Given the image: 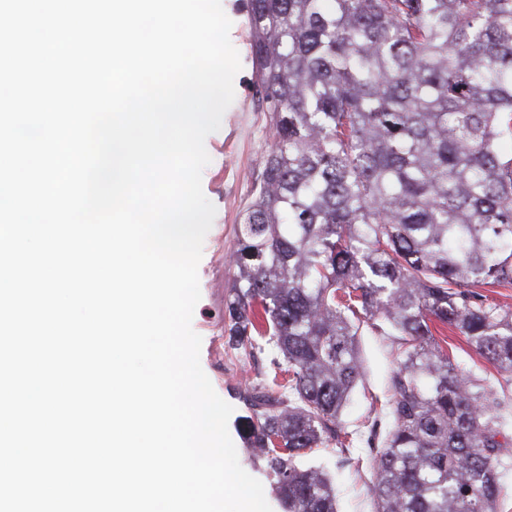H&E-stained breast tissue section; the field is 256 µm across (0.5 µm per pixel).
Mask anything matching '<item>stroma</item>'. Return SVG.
I'll list each match as a JSON object with an SVG mask.
<instances>
[{"label":"stroma","instance_id":"1","mask_svg":"<svg viewBox=\"0 0 512 512\" xmlns=\"http://www.w3.org/2000/svg\"><path fill=\"white\" fill-rule=\"evenodd\" d=\"M222 6L232 22L230 40L240 55L242 68L234 79V101L224 113L220 129L205 139L210 162L202 172V189L216 214L198 266L201 299L194 310L192 328L202 338L200 363L205 374L216 393L234 409L229 432L239 462L262 483L272 512H282L272 477L266 473L263 461L247 447L239 427L243 417L251 413L248 397L262 379L268 356L259 353L249 357L233 350L224 334V300L235 274V227L262 173L273 139L269 121L253 93L249 0H222ZM359 349L364 378L342 415L348 430L357 432L358 440L354 447L319 448L306 458L308 464L330 475L338 512H373L368 487L374 478L375 462L367 439L372 422H387L379 401L387 394L393 368L391 344L367 332L359 338Z\"/></svg>","mask_w":512,"mask_h":512}]
</instances>
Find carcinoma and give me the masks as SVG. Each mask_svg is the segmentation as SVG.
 Returning a JSON list of instances; mask_svg holds the SVG:
<instances>
[{"mask_svg":"<svg viewBox=\"0 0 512 512\" xmlns=\"http://www.w3.org/2000/svg\"><path fill=\"white\" fill-rule=\"evenodd\" d=\"M254 96L275 144L236 225L228 344L278 369L246 431L284 512H337L307 452L353 443L357 336L392 338L375 512H497L512 463L488 379L512 384V0H250ZM444 335L436 333L438 339H443L444 336H448V350L456 354L457 358L466 365L468 369H471L473 373L481 376H487L492 384V390L494 393L497 392V396H501V389L496 382V377H499L496 370L491 364H489L484 358L480 357L466 342L464 336L459 335L455 330L448 328L442 331Z\"/></svg>","mask_w":512,"mask_h":512,"instance_id":"1","label":"carcinoma"}]
</instances>
